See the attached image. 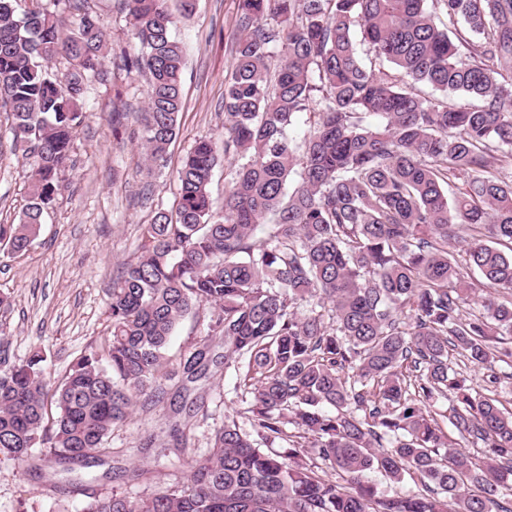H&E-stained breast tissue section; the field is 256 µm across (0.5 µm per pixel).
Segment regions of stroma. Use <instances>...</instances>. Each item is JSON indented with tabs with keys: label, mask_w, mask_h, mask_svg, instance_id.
<instances>
[{
	"label": "stroma",
	"mask_w": 512,
	"mask_h": 512,
	"mask_svg": "<svg viewBox=\"0 0 512 512\" xmlns=\"http://www.w3.org/2000/svg\"><path fill=\"white\" fill-rule=\"evenodd\" d=\"M105 36V81L94 82L78 127L71 161L59 173L62 190L45 211L41 231L21 256L0 254V325L6 330L13 360L42 349L48 356V377L58 381L71 361L108 334V288L123 264L140 246L155 206L172 207L177 196L176 171L184 155L201 138H221L224 125V78L231 48L238 0H197L189 15H176L173 36L185 53L179 130L169 145L165 167L147 170L140 146L146 106L147 78L126 73L119 57L137 49L122 0H85ZM12 119L0 107V224L18 221L27 202L31 170L13 151ZM208 311L185 319L170 342V356L210 343L224 350L220 338L207 334ZM500 381L488 387L485 371L464 366L474 395H493L512 410V360L497 362ZM234 367L212 366L203 383L207 417L198 419L188 444L170 447L174 422L172 403L137 412L134 424L115 429L111 456L92 465L48 462L32 475L0 455V512H83L93 491L150 495L186 478L188 462L202 458L213 430L225 418L254 434L246 411L250 397L237 388ZM156 445L142 447L147 435ZM166 448L158 457V448ZM143 469L138 483L113 478V467Z\"/></svg>",
	"instance_id": "1"
}]
</instances>
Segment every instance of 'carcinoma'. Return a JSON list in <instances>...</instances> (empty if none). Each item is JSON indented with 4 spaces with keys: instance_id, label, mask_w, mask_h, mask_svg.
<instances>
[{
    "instance_id": "obj_1",
    "label": "carcinoma",
    "mask_w": 512,
    "mask_h": 512,
    "mask_svg": "<svg viewBox=\"0 0 512 512\" xmlns=\"http://www.w3.org/2000/svg\"><path fill=\"white\" fill-rule=\"evenodd\" d=\"M22 2L0 0V102L31 168L19 222L0 224V253L13 257L38 237L87 88L106 75L103 31L81 3ZM125 2L139 45L125 67L150 78L141 147L152 167L176 137L185 55L167 0ZM71 11L79 23L64 34ZM232 57L224 138L196 141L175 209L154 211L112 279L110 336L54 387L46 353L16 363L0 344V454L37 471L110 453L135 406L165 402L170 336L205 307L224 355L206 343L184 352L183 377L245 360L238 388L257 433L288 448H259L225 423L186 483L93 492L84 512H512V411L472 396L448 364L451 350L495 383L489 342L512 334V299L489 293L462 314L469 268L512 294V0H238ZM419 85L476 104L450 107ZM308 111L296 144L288 126ZM453 180L465 188L450 196ZM460 242L463 264L448 249ZM447 392L445 418L483 444L479 464L425 411ZM308 448L339 480L299 463ZM371 473L422 490L384 497Z\"/></svg>"
}]
</instances>
